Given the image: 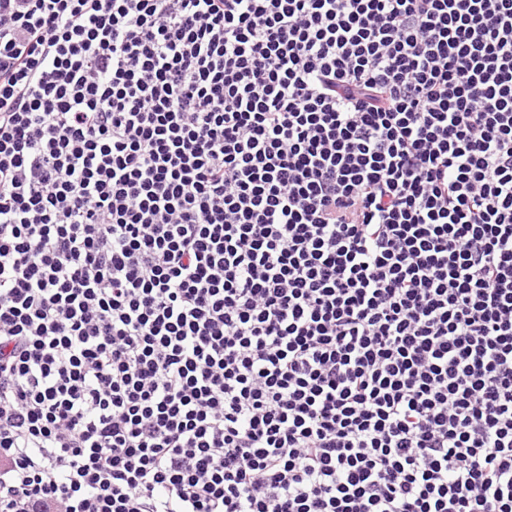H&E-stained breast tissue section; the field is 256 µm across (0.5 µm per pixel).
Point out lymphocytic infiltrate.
I'll use <instances>...</instances> for the list:
<instances>
[{
    "mask_svg": "<svg viewBox=\"0 0 512 512\" xmlns=\"http://www.w3.org/2000/svg\"><path fill=\"white\" fill-rule=\"evenodd\" d=\"M0 512H512V0H0Z\"/></svg>",
    "mask_w": 512,
    "mask_h": 512,
    "instance_id": "obj_1",
    "label": "lymphocytic infiltrate"
}]
</instances>
